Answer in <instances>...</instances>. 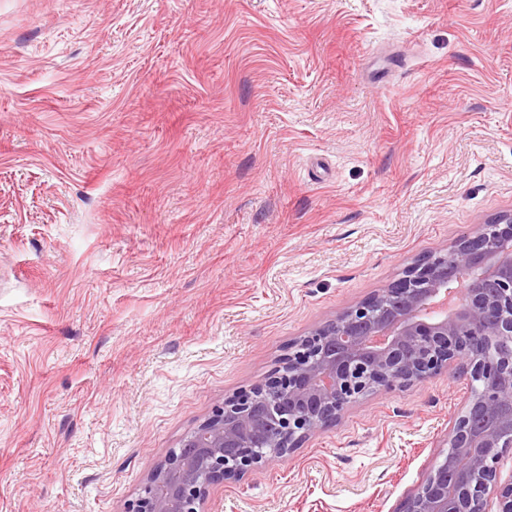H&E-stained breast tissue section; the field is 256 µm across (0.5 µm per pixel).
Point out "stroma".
Segmentation results:
<instances>
[{"instance_id": "stroma-1", "label": "stroma", "mask_w": 512, "mask_h": 512, "mask_svg": "<svg viewBox=\"0 0 512 512\" xmlns=\"http://www.w3.org/2000/svg\"><path fill=\"white\" fill-rule=\"evenodd\" d=\"M512 212V0H0V512H128L225 399ZM357 398L204 512H398L470 398Z\"/></svg>"}]
</instances>
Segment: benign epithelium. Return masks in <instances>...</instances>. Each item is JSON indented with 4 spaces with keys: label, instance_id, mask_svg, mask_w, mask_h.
<instances>
[{
    "label": "benign epithelium",
    "instance_id": "1",
    "mask_svg": "<svg viewBox=\"0 0 512 512\" xmlns=\"http://www.w3.org/2000/svg\"><path fill=\"white\" fill-rule=\"evenodd\" d=\"M449 365L479 381L448 453L399 512H512L497 465L512 450V213L410 264L297 342L265 386L224 400L148 474L131 512H203L210 489L336 423L369 387L393 390Z\"/></svg>",
    "mask_w": 512,
    "mask_h": 512
}]
</instances>
